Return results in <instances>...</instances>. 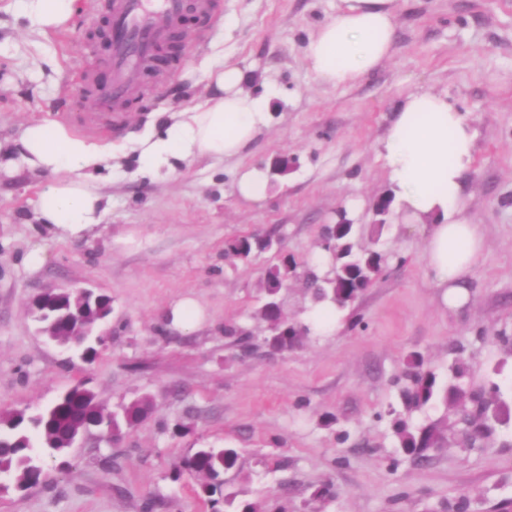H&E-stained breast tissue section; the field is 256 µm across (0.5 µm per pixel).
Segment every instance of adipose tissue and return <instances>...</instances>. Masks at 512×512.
I'll use <instances>...</instances> for the list:
<instances>
[{"instance_id":"obj_1","label":"adipose tissue","mask_w":512,"mask_h":512,"mask_svg":"<svg viewBox=\"0 0 512 512\" xmlns=\"http://www.w3.org/2000/svg\"><path fill=\"white\" fill-rule=\"evenodd\" d=\"M391 0H346L344 8L309 39L305 58L314 78L328 86L361 81L392 55ZM33 25L47 31L68 25L76 0H19ZM247 75L223 63L210 73L216 92L202 106L176 113L163 133L138 141L144 172L157 174L173 162L238 156L270 120L267 98L245 90ZM113 148L79 137L48 119L20 125L0 147V168L22 161L54 174L38 195L36 219L68 236L99 221L105 197L91 188L95 170L108 165ZM382 158L406 219L425 223L427 271L451 309L467 298L464 283L484 250L479 225L462 214L461 180L474 161L470 121L446 95L413 91L399 103L382 144Z\"/></svg>"}]
</instances>
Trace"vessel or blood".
<instances>
[{"mask_svg":"<svg viewBox=\"0 0 512 512\" xmlns=\"http://www.w3.org/2000/svg\"><path fill=\"white\" fill-rule=\"evenodd\" d=\"M215 0H111L107 16L110 42L106 66L111 75L108 93L97 111L83 119L84 128H100L138 93L142 65L158 55L189 14H215Z\"/></svg>","mask_w":512,"mask_h":512,"instance_id":"1","label":"vessel or blood"}]
</instances>
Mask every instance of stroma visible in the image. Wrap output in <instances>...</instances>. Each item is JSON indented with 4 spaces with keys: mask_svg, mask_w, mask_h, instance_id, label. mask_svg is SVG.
Instances as JSON below:
<instances>
[{
    "mask_svg": "<svg viewBox=\"0 0 512 512\" xmlns=\"http://www.w3.org/2000/svg\"><path fill=\"white\" fill-rule=\"evenodd\" d=\"M218 2V18L189 22L163 76H143L125 120L91 133L125 148L97 173L112 204L90 233L69 237L34 221L53 174L19 161L0 171V412L35 413L84 379L107 408L143 394L154 405L114 446L86 440L46 460L42 485L0 491V512H142L149 499L156 512H212L200 478L180 468L201 447L237 449L223 491L239 505L446 512L467 494L475 512H503L512 503L511 426L480 447L439 448L420 463L401 455L389 420L375 414L399 407L413 352L439 375L460 356L473 384L512 386V348L502 342L512 336V0H394L393 57L345 87L318 83L305 59L310 36L343 0ZM105 4L77 0L70 26L44 33L18 0H0L1 143L31 119L78 131L76 112L91 109L78 72L103 53ZM223 60L250 74L248 91L270 92L269 126L235 158L144 173L137 135L204 104L207 74ZM417 89L447 94L476 133L462 198L486 246L456 310L425 275L426 225L395 207L375 211L392 192L378 148L398 103ZM281 159L288 173L273 175ZM249 169L266 177L262 199L236 189ZM343 211L362 228L355 251L386 255L379 277L330 329L313 327L316 304L303 277L291 279L281 315L309 325L307 337L240 356L224 327L268 334L258 312L264 269L282 256L328 271L324 231ZM378 222L376 240L369 227ZM241 235L275 245L246 260L226 256L225 240ZM50 286L110 297L112 337L95 363L43 336L30 305ZM185 299L201 312L189 326L172 319ZM179 422L188 434H174ZM324 488L330 497L316 498Z\"/></svg>",
    "mask_w": 512,
    "mask_h": 512,
    "instance_id": "obj_1",
    "label": "stroma"
}]
</instances>
